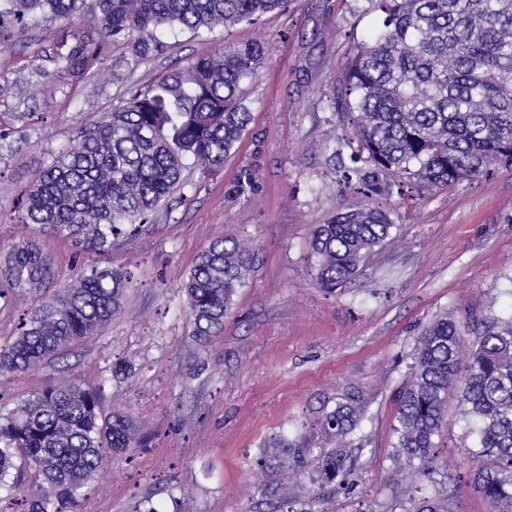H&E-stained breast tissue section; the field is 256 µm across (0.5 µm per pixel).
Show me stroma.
Returning <instances> with one entry per match:
<instances>
[{
	"instance_id": "stroma-1",
	"label": "stroma",
	"mask_w": 512,
	"mask_h": 512,
	"mask_svg": "<svg viewBox=\"0 0 512 512\" xmlns=\"http://www.w3.org/2000/svg\"><path fill=\"white\" fill-rule=\"evenodd\" d=\"M365 0H288L256 23L197 37L173 29L164 50L136 67L108 50L87 73L58 81L60 23L0 50V262L13 244L37 241L53 280L0 300V344L52 292L92 266L128 270L132 282L97 336L34 371L0 378V397L78 381L100 390L104 412L131 419L139 443L115 458L81 504L83 512H486L463 483L484 467L462 440L456 399L442 424L432 478L392 473L387 455L394 393L424 326L512 307V166L465 179L408 203L385 200L396 227L359 275L336 291L320 284L310 242L315 225L364 204L346 189L331 156L347 128L334 114L331 82L354 41L380 22ZM267 45L244 85L250 122L217 170L189 167L168 205L108 254L22 224L14 204L39 172L76 144L78 128L123 105L174 68L224 43ZM256 186L241 190L245 172ZM221 237L254 253L224 329L198 342L181 290L199 255ZM129 374L113 376V364ZM357 399L365 419L349 438L355 484L319 486L314 467L269 478L255 464L279 445L330 450L321 424Z\"/></svg>"
}]
</instances>
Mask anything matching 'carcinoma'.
I'll use <instances>...</instances> for the list:
<instances>
[{
    "label": "carcinoma",
    "instance_id": "obj_1",
    "mask_svg": "<svg viewBox=\"0 0 512 512\" xmlns=\"http://www.w3.org/2000/svg\"><path fill=\"white\" fill-rule=\"evenodd\" d=\"M83 0H3L0 45L43 23H71ZM101 27L71 34L55 53L59 77L84 73L108 44L133 62L163 49L157 31L180 27L200 37L220 24L252 23L284 0H96ZM382 26L354 46L332 84L330 101L351 130L347 145L358 166L343 184L365 198L402 199L429 188L487 176L512 162V0H366ZM257 42L224 44L137 89L126 104L79 129L77 146L39 174L15 208L25 224L47 225L83 250L106 251L128 224L150 214L182 184L188 165L213 171L249 122L242 86L265 56ZM395 226L380 205L350 209L317 225L316 272L330 291L350 282ZM250 250L234 239L214 241L183 283L194 335L224 327L237 289L249 274ZM51 264L33 240L13 245L0 272V298L44 286ZM130 276L122 268L91 267L73 287L32 309L17 336L0 345V377L26 373L97 335L120 307ZM472 337L466 364L459 361ZM457 390L470 454L491 459L471 475L490 512H512V311L473 324L444 315L424 327L411 354L409 378L396 394L389 456L399 470L426 478L438 465L448 391ZM361 408L339 403L322 423L336 447L319 455L320 484L347 478L346 438ZM136 446L130 420L106 416L101 394L74 381L18 401L0 403V491L21 512H79L86 489L112 457ZM313 449L281 447L257 465L286 474L308 466ZM31 482L49 490L34 495Z\"/></svg>",
    "mask_w": 512,
    "mask_h": 512
}]
</instances>
